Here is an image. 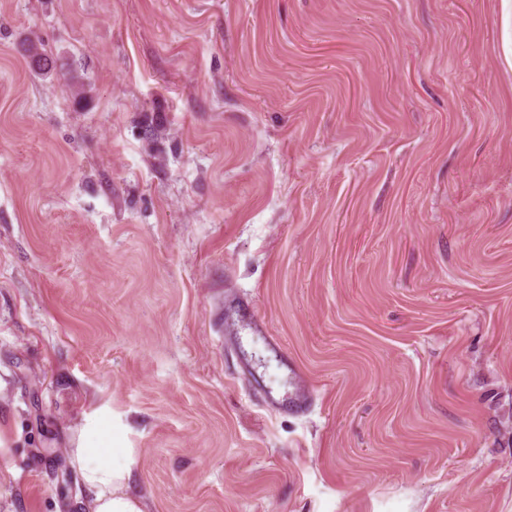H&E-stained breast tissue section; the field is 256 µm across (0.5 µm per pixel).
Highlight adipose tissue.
<instances>
[{
  "mask_svg": "<svg viewBox=\"0 0 512 512\" xmlns=\"http://www.w3.org/2000/svg\"><path fill=\"white\" fill-rule=\"evenodd\" d=\"M86 439L69 449L68 458L86 491L85 512H144L140 497L131 491L136 458L112 436V415L94 411L83 427Z\"/></svg>",
  "mask_w": 512,
  "mask_h": 512,
  "instance_id": "ef3b65f1",
  "label": "adipose tissue"
}]
</instances>
